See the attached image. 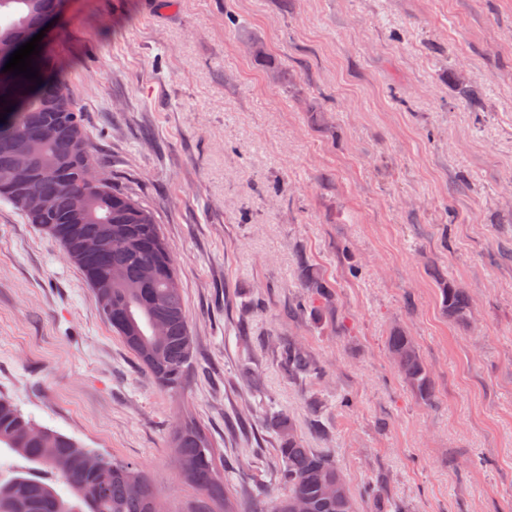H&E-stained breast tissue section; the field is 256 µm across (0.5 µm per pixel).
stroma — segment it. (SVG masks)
<instances>
[{"label": "stroma", "instance_id": "stroma-1", "mask_svg": "<svg viewBox=\"0 0 512 512\" xmlns=\"http://www.w3.org/2000/svg\"><path fill=\"white\" fill-rule=\"evenodd\" d=\"M43 42L102 172L172 250L195 355L180 389L157 386L60 245L0 200V394L138 464L163 512L211 506L170 463L186 419L234 512H264L277 414L357 512H512V0H64ZM458 71L488 111L449 94ZM307 274L336 306L296 311ZM394 328L431 400L393 364ZM291 344L317 376L288 373ZM442 294L448 315L461 324L468 323L471 317V303L466 290L448 283L447 288H442ZM387 347L389 354L397 358L396 367L402 379L422 400H430V373L412 336L403 330L393 329L388 336Z\"/></svg>", "mask_w": 512, "mask_h": 512}]
</instances>
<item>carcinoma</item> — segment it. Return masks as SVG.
I'll return each mask as SVG.
<instances>
[{"mask_svg": "<svg viewBox=\"0 0 512 512\" xmlns=\"http://www.w3.org/2000/svg\"><path fill=\"white\" fill-rule=\"evenodd\" d=\"M57 0H0V63H6L19 48L21 35L38 30L55 9ZM41 83L5 73L0 79V113L9 108L0 123V199L19 210L30 224L43 229L76 264L91 287L100 313L112 332L119 336L156 384L167 389L181 386L194 358L182 290L172 252L162 237L153 213L128 192L107 178L90 187L83 181L86 168L98 169L81 112L70 92L67 63L57 54L40 51L33 56ZM452 95L482 111L486 95L461 77L448 82ZM58 105L63 126L60 137L42 143L38 152L44 163L57 165V176L40 184L39 194L48 211L15 197L4 175L22 163L16 145L39 127L48 104ZM112 226V238L125 245H109L87 256L81 240ZM154 266L160 271L152 285L143 271ZM112 278V300H106L95 279ZM313 300L333 302L332 286L306 279ZM448 315L461 324L469 322L471 303L466 290L454 284L442 289ZM166 319L165 335L155 336L154 322ZM390 355L402 379L423 400L432 396L431 377L414 339L400 329L387 339ZM290 372L315 370L295 346L285 352ZM11 453L19 464H0V512H161L158 493L133 462L116 461L57 430L38 425L11 399L0 395V451ZM171 453L182 462L179 474L209 501L226 502L224 482L215 464V451L206 433L196 424L184 423L171 439ZM279 483L283 493L275 496L266 512H284L300 499L308 512H352L354 500L346 477L328 456L302 446L293 435L282 442ZM64 485L66 493L58 491Z\"/></svg>", "mask_w": 512, "mask_h": 512, "instance_id": "cac0c4a2", "label": "carcinoma"}]
</instances>
